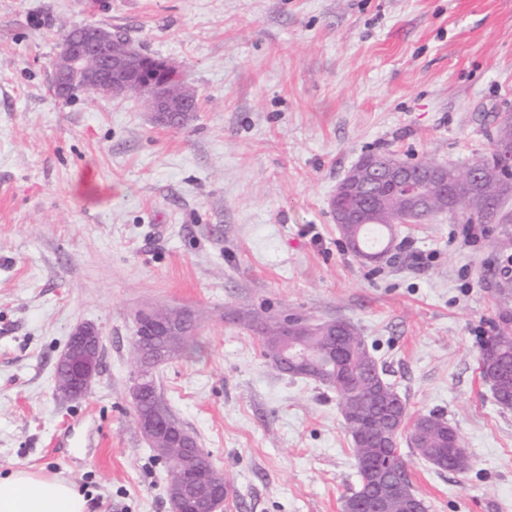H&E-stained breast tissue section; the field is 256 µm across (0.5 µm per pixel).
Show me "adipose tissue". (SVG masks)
<instances>
[{
  "mask_svg": "<svg viewBox=\"0 0 512 512\" xmlns=\"http://www.w3.org/2000/svg\"><path fill=\"white\" fill-rule=\"evenodd\" d=\"M0 512H90V504L69 480L14 468L0 474Z\"/></svg>",
  "mask_w": 512,
  "mask_h": 512,
  "instance_id": "1",
  "label": "adipose tissue"
}]
</instances>
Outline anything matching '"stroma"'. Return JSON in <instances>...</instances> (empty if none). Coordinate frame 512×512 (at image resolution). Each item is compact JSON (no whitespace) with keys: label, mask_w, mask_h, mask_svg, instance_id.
Listing matches in <instances>:
<instances>
[{"label":"stroma","mask_w":512,"mask_h":512,"mask_svg":"<svg viewBox=\"0 0 512 512\" xmlns=\"http://www.w3.org/2000/svg\"><path fill=\"white\" fill-rule=\"evenodd\" d=\"M96 24L179 67V127L140 100L51 91L63 28ZM512 113V0H0V471L60 475L91 512H172L134 420L133 315L199 317L160 392L230 488L224 512H342L358 486L336 393L275 369L231 312L357 326L410 416L436 413L462 475L409 458L428 512H512V409L478 368L512 322V222L442 213L394 258L347 248L331 201L365 154L464 167ZM97 326L101 369L55 366ZM102 351L103 336L95 325L82 323L75 327L58 361L67 381L65 394L70 399L85 395L99 372ZM64 377L60 376L59 384L63 383Z\"/></svg>","instance_id":"obj_1"}]
</instances>
